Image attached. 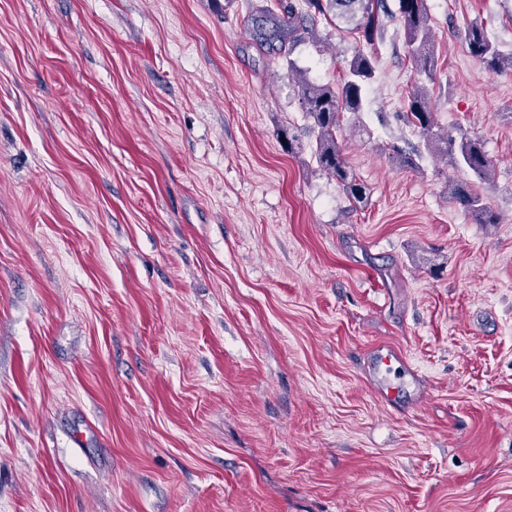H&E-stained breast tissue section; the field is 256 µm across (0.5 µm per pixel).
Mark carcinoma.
Instances as JSON below:
<instances>
[{"label":"carcinoma","mask_w":512,"mask_h":512,"mask_svg":"<svg viewBox=\"0 0 512 512\" xmlns=\"http://www.w3.org/2000/svg\"><path fill=\"white\" fill-rule=\"evenodd\" d=\"M306 12H299L297 4L283 6V16L278 18L272 39L280 42V48L293 51L302 40L297 25L302 15L314 13L329 15L352 27L359 42L373 45L381 37L384 24L381 11L383 0H302ZM398 19L403 27L408 56L415 70L430 80L434 79L432 48L429 41L431 18L427 0H398ZM467 50L481 61L492 74L507 70L512 72V53L505 56L490 40L484 29L472 27L466 34ZM376 57L364 51L357 52L349 62L343 79L336 86L321 85L310 81L306 74L288 62L289 76L298 88L299 104L303 112L312 119L316 132L313 157L317 167L335 177L345 196L355 202H364L369 188L349 168L336 140V130L343 114L357 115L365 110L367 89L375 75ZM407 124L413 126L432 149L458 147L457 164L471 171L477 182L486 181L493 171V161L483 149L481 141L463 138L460 143L445 132L436 131L434 113L428 104L427 88L415 85L410 91L407 111L402 113ZM452 202L471 214L478 224H496L497 216L483 203L476 182L456 181L450 187Z\"/></svg>","instance_id":"1"}]
</instances>
